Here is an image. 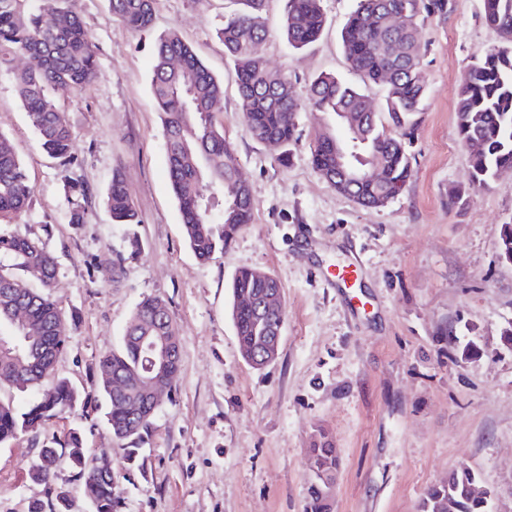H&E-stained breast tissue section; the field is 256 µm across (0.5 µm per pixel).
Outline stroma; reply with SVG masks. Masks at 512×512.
<instances>
[{"label":"stroma","instance_id":"1","mask_svg":"<svg viewBox=\"0 0 512 512\" xmlns=\"http://www.w3.org/2000/svg\"><path fill=\"white\" fill-rule=\"evenodd\" d=\"M285 4L267 0L269 34L257 52L287 74L294 95L306 98L315 76L334 73L381 106V86L350 68L339 37L356 0H323L327 26L303 50L281 35ZM230 8V0H153L155 30L177 31L222 80L217 118L253 198L251 223L205 263L188 247L168 178L149 36L113 17L108 0H79L98 71L81 89L54 92L74 135L69 165L42 149L21 106L14 73L25 59L0 66V133L33 188L10 230L55 257L51 296L69 324L54 376L0 396L23 408L59 378L92 391L101 354L120 347L142 298L157 296L181 362L143 445V470L123 475L103 407L42 431L49 439L80 428L89 454L111 459L122 512H305L310 448L322 431L340 457L330 512H419L425 490L461 466L479 473L489 512H512V346L501 340L512 328V263L498 240L500 225L512 224V169L470 188L455 111L474 54L499 42L482 0H448L418 27L427 98L408 148L413 176L379 209L336 193L311 164V145L336 129L333 116L300 112L285 161L245 134L236 72L216 35ZM116 170L138 223H113L103 203ZM70 181L87 189L80 224L69 221ZM458 187L463 199L449 205ZM355 259L362 268L350 288L325 281ZM244 267L269 272L283 293L279 355L260 370L242 357L229 316V284ZM35 452L26 435L0 446V512L45 499L27 475Z\"/></svg>","mask_w":512,"mask_h":512}]
</instances>
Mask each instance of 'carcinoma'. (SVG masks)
Wrapping results in <instances>:
<instances>
[{
	"label": "carcinoma",
	"mask_w": 512,
	"mask_h": 512,
	"mask_svg": "<svg viewBox=\"0 0 512 512\" xmlns=\"http://www.w3.org/2000/svg\"><path fill=\"white\" fill-rule=\"evenodd\" d=\"M77 0H0V60L7 54L27 58L15 73L16 89L28 120L48 153L71 164L73 134L52 90L58 85L82 88L97 74L91 35L76 10ZM112 14L129 28L147 32L153 25L152 0H108ZM240 8L224 16L218 36L234 64L240 112L253 140L290 152L296 141L298 113L309 105L331 114L348 131L347 141L335 134L319 137L310 149L313 168L338 193L366 208L387 206L412 177L406 141L414 136L427 96L421 72L424 48L417 37L421 13H441L447 0H356L340 33L352 70L384 88V112L359 89L334 73L311 83L306 101L297 99L288 77L268 67L254 46L267 35L265 0H237ZM485 23L500 36L497 46L473 57L469 77L456 102L457 129L470 163V185L485 187L497 173L512 168V0H491ZM327 26L322 0H287L281 32L288 46L303 49L319 39ZM151 94L161 114L168 176L188 245L206 262L224 251L252 220L250 189L239 182L235 149L214 118L224 94L223 82L175 32L154 41ZM353 166L374 167L376 180L354 183L343 177ZM23 162L0 134V224L26 212L32 196ZM105 205L115 224H137L138 213L121 173L112 174ZM501 256L512 260V225L499 229ZM56 262L38 242L0 228V390L27 391L54 371L67 338V321L50 297ZM280 284L256 268L238 271L231 284L229 311L243 357L258 352L265 324L241 306ZM25 311L27 324H14L8 306ZM166 306L159 297L143 299L128 322L118 350L103 354L96 365L95 392L106 402L105 425L121 446L124 463L138 461L139 444L153 429L158 405L135 385L149 364L141 336H170V319L156 318ZM88 394L66 378L26 410L0 398V446L21 435L33 437L36 454L28 464L29 478L45 485L47 501L35 500L29 512H70L69 490L53 483L49 466L67 456L81 482L91 512H121L114 493L115 472L95 473V460L83 434L71 428L49 441L38 439L49 420L82 410ZM338 460L330 437L321 433L310 449L308 512H328L324 487L336 477ZM480 476L468 467L451 472L448 480L427 490L420 512H488L487 501L473 495Z\"/></svg>",
	"instance_id": "1"
}]
</instances>
